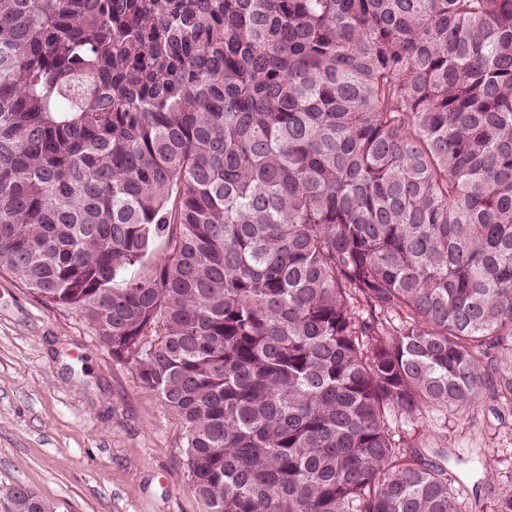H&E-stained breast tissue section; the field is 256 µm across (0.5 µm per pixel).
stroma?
I'll list each match as a JSON object with an SVG mask.
<instances>
[{"label": "stroma", "instance_id": "35a3bbf8", "mask_svg": "<svg viewBox=\"0 0 512 512\" xmlns=\"http://www.w3.org/2000/svg\"><path fill=\"white\" fill-rule=\"evenodd\" d=\"M398 429L422 452L447 449L463 512H493L512 493V407L493 391ZM17 486L52 512H202L181 425L134 365L113 359L83 313L0 268V512Z\"/></svg>", "mask_w": 512, "mask_h": 512}]
</instances>
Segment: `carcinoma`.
Returning <instances> with one entry per match:
<instances>
[{"mask_svg":"<svg viewBox=\"0 0 512 512\" xmlns=\"http://www.w3.org/2000/svg\"><path fill=\"white\" fill-rule=\"evenodd\" d=\"M0 266L203 512H462L392 423L512 403V0H0Z\"/></svg>","mask_w":512,"mask_h":512,"instance_id":"1","label":"carcinoma"}]
</instances>
